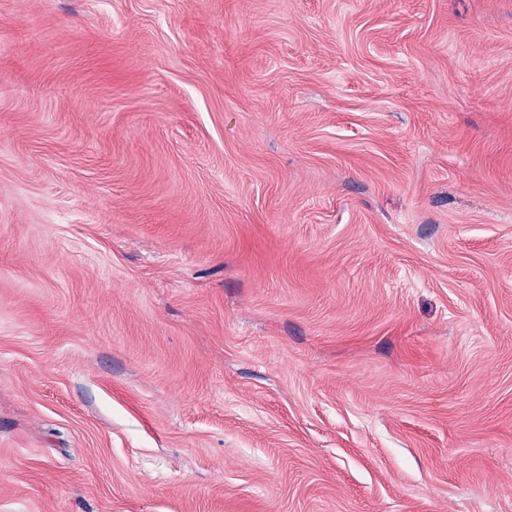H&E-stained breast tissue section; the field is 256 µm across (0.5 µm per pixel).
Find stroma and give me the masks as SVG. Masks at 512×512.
Returning <instances> with one entry per match:
<instances>
[{"label":"stroma","mask_w":512,"mask_h":512,"mask_svg":"<svg viewBox=\"0 0 512 512\" xmlns=\"http://www.w3.org/2000/svg\"><path fill=\"white\" fill-rule=\"evenodd\" d=\"M0 512H512V0H0Z\"/></svg>","instance_id":"stroma-1"}]
</instances>
